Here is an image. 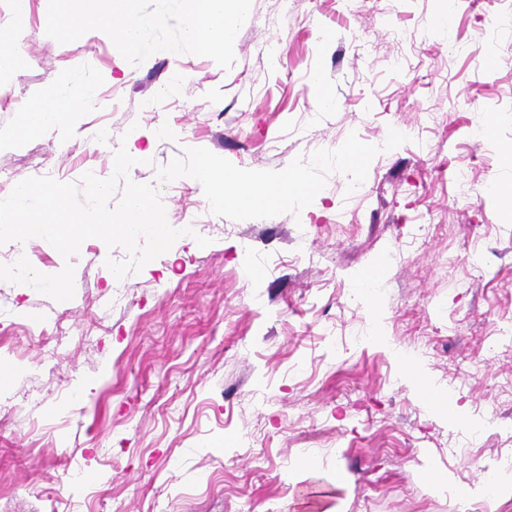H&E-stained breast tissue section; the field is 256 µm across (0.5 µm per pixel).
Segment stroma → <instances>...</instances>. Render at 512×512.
Returning a JSON list of instances; mask_svg holds the SVG:
<instances>
[{"instance_id":"1","label":"stroma","mask_w":512,"mask_h":512,"mask_svg":"<svg viewBox=\"0 0 512 512\" xmlns=\"http://www.w3.org/2000/svg\"><path fill=\"white\" fill-rule=\"evenodd\" d=\"M47 8L0 0L28 58L0 75V198L110 177L133 127L149 161L129 180L194 233L117 281L125 250L87 239L66 302L0 282V359L23 370L0 384V512H458L452 487L512 461V0H457L447 31L444 0H252L228 70L58 43ZM68 81L93 105L14 138ZM201 155L313 193L215 206ZM20 247L44 274L67 262L35 237L0 264ZM416 348L455 407L404 375Z\"/></svg>"}]
</instances>
